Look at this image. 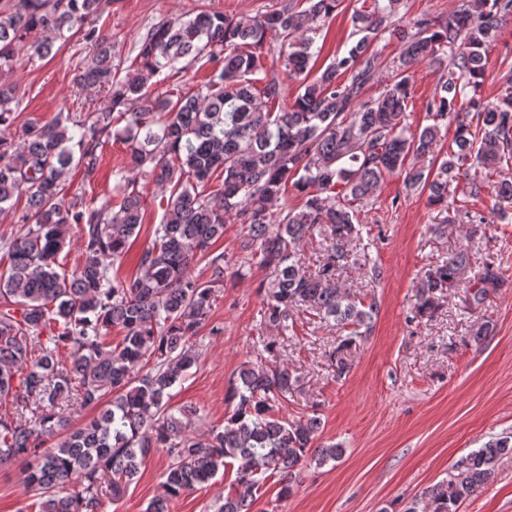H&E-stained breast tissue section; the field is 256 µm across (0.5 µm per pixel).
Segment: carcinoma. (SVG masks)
I'll return each instance as SVG.
<instances>
[{
	"label": "carcinoma",
	"mask_w": 512,
	"mask_h": 512,
	"mask_svg": "<svg viewBox=\"0 0 512 512\" xmlns=\"http://www.w3.org/2000/svg\"><path fill=\"white\" fill-rule=\"evenodd\" d=\"M341 2L281 0L253 16L202 10L161 20L142 36L137 68L123 77L113 65L112 39L94 25L103 0L0 3V76L23 51L50 56L55 40L74 29L91 49L76 82L106 97L82 117L61 113L29 123L17 143L10 136L15 88L0 80V212L22 196L27 203L17 235L0 242L8 258L0 272V397L12 402V412L0 416V464L25 459L38 512H100L103 492L119 493L154 448L166 449L170 462L162 495L147 512H168L171 501L227 467L236 468L233 491L219 512H251L272 475L281 483L278 499L289 498L306 462H339L344 449L318 442L317 416L278 415L276 404L294 386L286 366L243 364L221 429L197 433L199 411L170 407L171 390L198 361L190 341L215 288L229 273L272 267L267 321L280 333L300 309L354 335L367 333L376 299H355L337 275L358 249L371 278L380 276L358 215L374 204L386 177L401 175L407 190L428 192L441 226L460 214L469 224L489 223L483 211L449 207L461 185L476 201L490 190L499 219L512 213V181L492 180L512 164V72L503 76L510 89L504 98L490 104L479 95L486 54L512 20V0H457L445 18L410 19L400 14L404 0H373L352 16L350 48L319 66L316 38ZM380 40L397 42L398 65L383 91L366 99V87L381 80ZM269 55L281 73L264 72ZM202 59L222 64L209 82L186 84L172 98L149 92L158 76L174 77ZM427 59L448 77L425 104L430 124L413 132L406 124L410 74ZM290 80L298 86L288 104ZM452 124L455 149L436 167L410 162L440 151L442 129ZM111 137L127 145L128 169L170 190L130 279L117 265L144 224L139 181L112 170L122 197L98 206L70 195L67 184L74 168L85 182L95 178L98 150ZM290 192L301 206L288 207ZM231 218L243 230L235 260L209 252ZM72 229L82 260L60 272ZM313 239L317 261L308 274L303 246ZM197 258L206 259L205 280L190 272ZM467 263L460 251L428 269L409 320L433 316ZM503 285L494 261L485 262L465 290L467 309L482 310ZM115 326L124 335L114 346L107 331ZM46 328L49 336L32 335ZM62 349L70 350L67 363ZM72 398L96 409L75 430ZM511 458L512 431L458 459L448 478L404 512H459Z\"/></svg>",
	"instance_id": "carcinoma-1"
}]
</instances>
